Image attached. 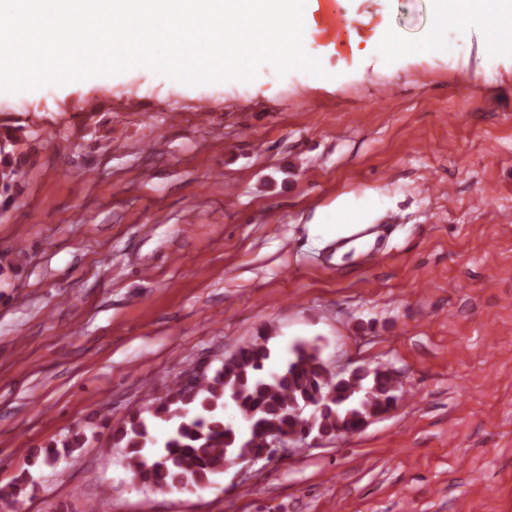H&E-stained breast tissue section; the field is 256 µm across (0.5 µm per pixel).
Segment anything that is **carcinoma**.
<instances>
[{"instance_id": "cac0c4a2", "label": "carcinoma", "mask_w": 512, "mask_h": 512, "mask_svg": "<svg viewBox=\"0 0 512 512\" xmlns=\"http://www.w3.org/2000/svg\"><path fill=\"white\" fill-rule=\"evenodd\" d=\"M18 140L6 136L0 147V205L21 177L12 162ZM270 337L255 336L240 345L212 374H191L170 382L162 398L131 414L112 436L126 449L127 468L134 483L145 487L199 486L225 465L241 457H257L280 433H304L302 411L316 409L315 430L327 437L343 435L372 416L389 410L397 400L395 378L381 368H358L337 377L317 347L291 346L276 369L270 367ZM232 400L241 422L225 418ZM167 424L164 436L156 424ZM156 449L147 461L144 451Z\"/></svg>"}]
</instances>
